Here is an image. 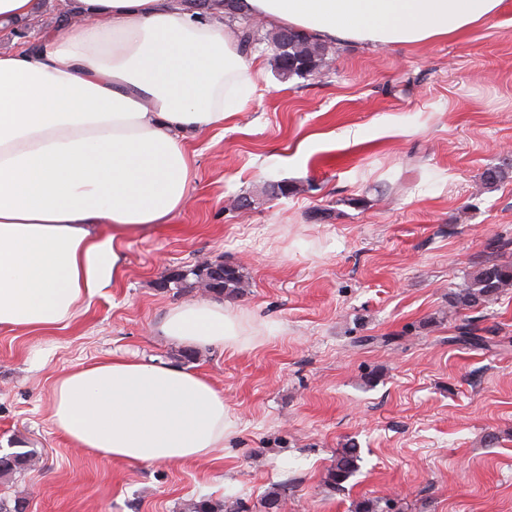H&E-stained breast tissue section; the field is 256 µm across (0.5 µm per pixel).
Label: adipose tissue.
<instances>
[{
  "instance_id": "ef3b65f1",
  "label": "adipose tissue",
  "mask_w": 512,
  "mask_h": 512,
  "mask_svg": "<svg viewBox=\"0 0 512 512\" xmlns=\"http://www.w3.org/2000/svg\"><path fill=\"white\" fill-rule=\"evenodd\" d=\"M504 0H242L262 25L374 48L414 47L489 23ZM43 51L0 52V332L67 325L111 288L122 246L188 203L190 142L233 121L258 86L221 9L180 0H67ZM172 341L228 346L223 304L170 310ZM54 426L127 463L200 460L223 447L224 395L199 372L115 357L59 377Z\"/></svg>"
}]
</instances>
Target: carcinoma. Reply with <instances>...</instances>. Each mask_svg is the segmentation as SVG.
<instances>
[{
  "label": "carcinoma",
  "instance_id": "cac0c4a2",
  "mask_svg": "<svg viewBox=\"0 0 512 512\" xmlns=\"http://www.w3.org/2000/svg\"><path fill=\"white\" fill-rule=\"evenodd\" d=\"M237 38L244 51L256 41V32L249 23L248 15L238 16ZM271 46L278 75L284 80L295 77L306 78L320 72V65L329 60V50L325 42L317 37L295 29H277L272 33ZM207 279L205 268L197 264L190 269L172 273L162 282L168 284H189L194 287ZM243 288V275L233 265H224V280L221 287L213 288L210 294L215 297L234 296ZM512 290V264L487 260L479 264L469 278L453 293V304L463 309L484 307L499 296ZM456 335L451 341L464 345H481L484 337L477 334L478 328L468 318L461 319L455 326ZM32 454L14 452L0 456V477H7L30 465ZM359 450L355 447L342 449L336 454L333 465L327 473V482L341 487L358 469Z\"/></svg>",
  "mask_w": 512,
  "mask_h": 512
}]
</instances>
